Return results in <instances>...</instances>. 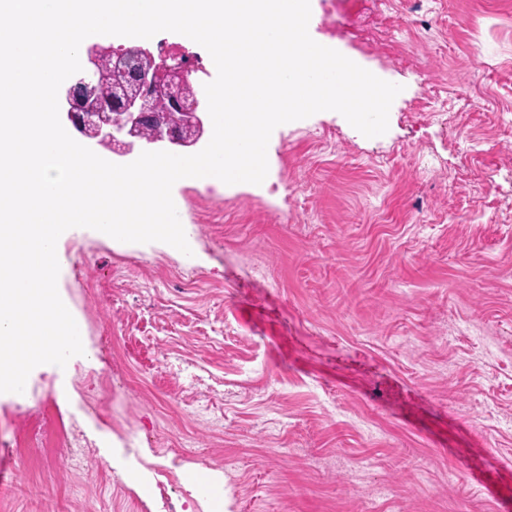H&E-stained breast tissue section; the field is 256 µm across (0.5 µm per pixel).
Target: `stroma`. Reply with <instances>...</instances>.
<instances>
[{
    "label": "stroma",
    "mask_w": 512,
    "mask_h": 512,
    "mask_svg": "<svg viewBox=\"0 0 512 512\" xmlns=\"http://www.w3.org/2000/svg\"><path fill=\"white\" fill-rule=\"evenodd\" d=\"M310 4L315 41L401 85L388 131L322 111L273 131L262 184H174L187 255L66 234L93 356L0 396V512H163L158 471L219 463L224 512H512V0ZM38 402L79 421L88 472L12 446Z\"/></svg>",
    "instance_id": "stroma-1"
}]
</instances>
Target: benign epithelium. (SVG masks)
Masks as SVG:
<instances>
[{
    "label": "benign epithelium",
    "mask_w": 512,
    "mask_h": 512,
    "mask_svg": "<svg viewBox=\"0 0 512 512\" xmlns=\"http://www.w3.org/2000/svg\"><path fill=\"white\" fill-rule=\"evenodd\" d=\"M103 45L82 52V71L58 92L59 117L75 136L108 146L122 159L137 152H191L202 140L210 116L203 103L188 106L183 92L191 67L177 55L155 56L139 46L112 60L110 101L99 93L97 72Z\"/></svg>",
    "instance_id": "1"
}]
</instances>
